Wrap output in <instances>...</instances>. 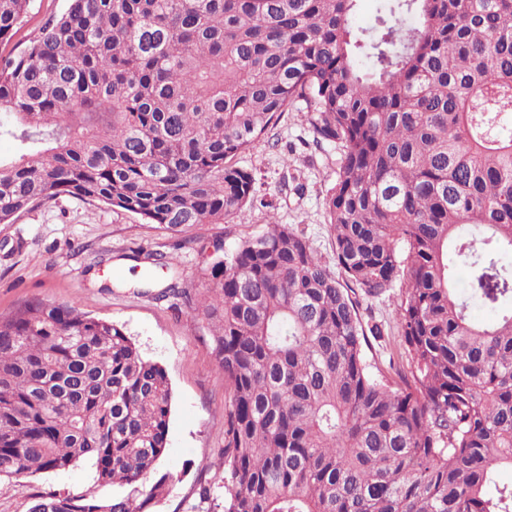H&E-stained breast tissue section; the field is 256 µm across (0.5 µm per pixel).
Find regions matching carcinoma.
Masks as SVG:
<instances>
[{
	"instance_id": "cac0c4a2",
	"label": "carcinoma",
	"mask_w": 512,
	"mask_h": 512,
	"mask_svg": "<svg viewBox=\"0 0 512 512\" xmlns=\"http://www.w3.org/2000/svg\"><path fill=\"white\" fill-rule=\"evenodd\" d=\"M69 0L0 57V224L63 196L186 233L240 217L232 164L303 100L340 147L342 277L272 224L201 247L224 374L223 512H512V0ZM29 0H0V44ZM470 272L462 282V270ZM399 289L408 370L373 374L357 296ZM497 312L485 322L473 305ZM171 386L121 327L31 300L0 318V480L92 462L129 488L29 512H150Z\"/></svg>"
}]
</instances>
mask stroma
<instances>
[{
	"mask_svg": "<svg viewBox=\"0 0 512 512\" xmlns=\"http://www.w3.org/2000/svg\"><path fill=\"white\" fill-rule=\"evenodd\" d=\"M68 0H31L26 16L0 54L18 53L43 23L63 13ZM339 151L316 143L303 102L291 103L279 121L236 166L256 178L257 204L234 222L202 224L182 236L151 229L130 212L63 197L0 224V314L9 315L35 298L75 306L122 327L141 354L161 365L172 387L167 445L146 484L168 479L169 492L156 512H189L199 500V477L211 484V501L224 499L223 375L210 347L212 328L181 300L159 292L176 284L198 294L200 244L223 232L225 246L267 231L270 223L301 232L323 261L332 259L325 198L336 179ZM163 254L168 265L145 273V256ZM359 312L368 344L365 356L388 376L406 367L396 323V304L388 297L361 298ZM92 491L101 500L125 496L127 487L96 483L89 462L64 471H42L0 480V512H28L34 495L54 491Z\"/></svg>",
	"mask_w": 512,
	"mask_h": 512,
	"instance_id": "1",
	"label": "stroma"
}]
</instances>
